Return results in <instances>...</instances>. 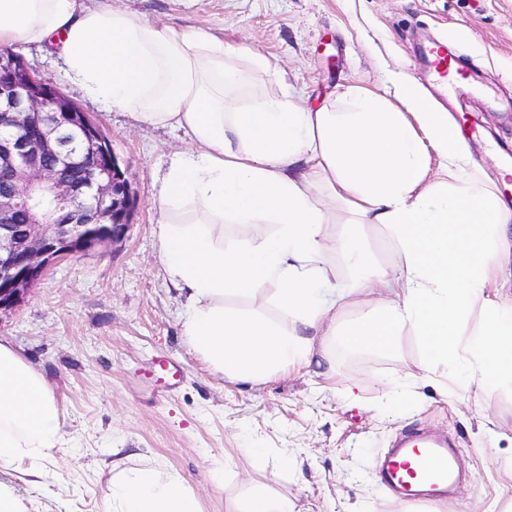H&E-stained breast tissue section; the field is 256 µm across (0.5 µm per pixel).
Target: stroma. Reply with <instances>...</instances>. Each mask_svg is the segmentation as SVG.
I'll use <instances>...</instances> for the list:
<instances>
[{
    "instance_id": "35a3bbf8",
    "label": "stroma",
    "mask_w": 512,
    "mask_h": 512,
    "mask_svg": "<svg viewBox=\"0 0 512 512\" xmlns=\"http://www.w3.org/2000/svg\"><path fill=\"white\" fill-rule=\"evenodd\" d=\"M159 24L213 30L277 62L282 80L317 108L343 86L377 89L402 73L427 94L437 86L421 48L439 40L461 52L471 77L512 99V0H112ZM100 126L131 182L136 207L125 240L53 265L15 308L0 313V341L51 383L76 448L63 474L65 503L25 484L27 512H104L103 469L113 447L160 461L202 499L204 512H235L247 481L269 484L298 512H401L375 461L414 427L453 440L466 470L443 512H505L512 504V389L489 404L421 386L420 342L364 350L351 367L311 366L261 384L213 373L180 332L185 300L167 281L152 226L153 200L182 132L139 124L64 82L48 50L14 48ZM482 129L467 140L472 163L499 183L512 118L483 100ZM166 359L180 372L156 366ZM395 386L398 401L385 386ZM259 449L252 458L250 449Z\"/></svg>"
}]
</instances>
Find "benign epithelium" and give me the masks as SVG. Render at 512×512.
<instances>
[{
  "label": "benign epithelium",
  "mask_w": 512,
  "mask_h": 512,
  "mask_svg": "<svg viewBox=\"0 0 512 512\" xmlns=\"http://www.w3.org/2000/svg\"><path fill=\"white\" fill-rule=\"evenodd\" d=\"M0 311L20 303L56 262L123 242L133 196L90 116L20 56L0 54ZM95 168L85 183L64 172ZM26 224L12 223L15 212Z\"/></svg>",
  "instance_id": "1"
}]
</instances>
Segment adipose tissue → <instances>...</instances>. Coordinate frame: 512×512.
I'll return each instance as SVG.
<instances>
[{
  "mask_svg": "<svg viewBox=\"0 0 512 512\" xmlns=\"http://www.w3.org/2000/svg\"><path fill=\"white\" fill-rule=\"evenodd\" d=\"M44 42L85 98L187 136L162 176L153 237L186 295L182 333L214 373L260 383L333 368L336 343L382 351L414 336L426 382L487 397L512 384V208L414 80L389 95L347 85L314 109L284 87L253 90L252 74L278 77L277 64L210 29L111 0H0L1 47ZM367 226L385 229L391 262L370 259ZM357 300L360 317L338 323ZM475 308L483 323L470 331ZM61 415L47 379L0 342V512H26L16 482L58 470ZM110 472L106 512H202L162 463L117 458Z\"/></svg>",
  "mask_w": 512,
  "mask_h": 512,
  "instance_id": "adipose-tissue-1",
  "label": "adipose tissue"
}]
</instances>
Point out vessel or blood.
<instances>
[{"label": "vessel or blood", "mask_w": 512, "mask_h": 512, "mask_svg": "<svg viewBox=\"0 0 512 512\" xmlns=\"http://www.w3.org/2000/svg\"><path fill=\"white\" fill-rule=\"evenodd\" d=\"M424 54L437 84H445L456 61L447 44L431 43ZM378 475L385 486L403 490L409 498L445 499L458 481L455 452L448 441L409 432L380 461Z\"/></svg>", "instance_id": "obj_1"}]
</instances>
